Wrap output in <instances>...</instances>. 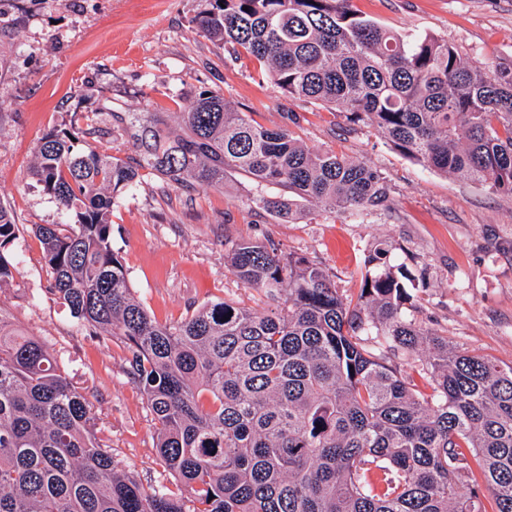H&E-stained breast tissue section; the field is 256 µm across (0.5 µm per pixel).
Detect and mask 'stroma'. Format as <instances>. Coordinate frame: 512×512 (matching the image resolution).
<instances>
[{"label":"stroma","mask_w":512,"mask_h":512,"mask_svg":"<svg viewBox=\"0 0 512 512\" xmlns=\"http://www.w3.org/2000/svg\"><path fill=\"white\" fill-rule=\"evenodd\" d=\"M366 17L404 35L428 33L472 65L512 54V0H355ZM208 0H0V201L20 234V264L0 288V307L56 356L92 408L96 434L118 468L143 485L174 480L156 448V428L131 356L118 336L88 335L48 291L36 224L64 219L32 179L39 138L58 128L85 130L75 114L105 129L92 143L137 167L134 186L114 196L112 247L136 297L159 322H176L217 302L262 310L263 295L224 267L232 244L269 240L284 254L324 268L340 293L357 295L371 246L391 244L393 263L423 274L409 311L449 345L512 366V196L423 168L364 122L321 104L284 96L247 53L229 54L193 25ZM220 93L254 124L288 129L305 147L365 162L387 180V211L355 218L300 202L298 219L256 205L257 188L232 172L220 189L168 182L147 166L130 121L152 113L177 129L196 93Z\"/></svg>","instance_id":"1"}]
</instances>
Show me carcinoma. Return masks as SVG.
Instances as JSON below:
<instances>
[{
  "label": "carcinoma",
  "mask_w": 512,
  "mask_h": 512,
  "mask_svg": "<svg viewBox=\"0 0 512 512\" xmlns=\"http://www.w3.org/2000/svg\"><path fill=\"white\" fill-rule=\"evenodd\" d=\"M209 5L196 29L262 61L289 96L366 120L405 157L512 196V58L473 67L448 41L386 29L352 0ZM136 122L144 161L175 184L222 188L240 170L350 215L390 201L378 171L255 125L214 91L179 113L181 135L155 115ZM31 176L65 215L33 228L49 291L89 335L129 344L127 373L179 488L117 468L86 396L0 308V512H485V492L495 512H512V367L409 319L415 277L384 242L353 298L306 257L242 240L227 271L277 306L224 301L162 324L112 248V199L138 170L64 129L40 139ZM255 204L299 215L290 198ZM19 233L0 203V285L14 278L7 248ZM421 350L412 371L400 369L399 355Z\"/></svg>",
  "instance_id": "carcinoma-1"
}]
</instances>
